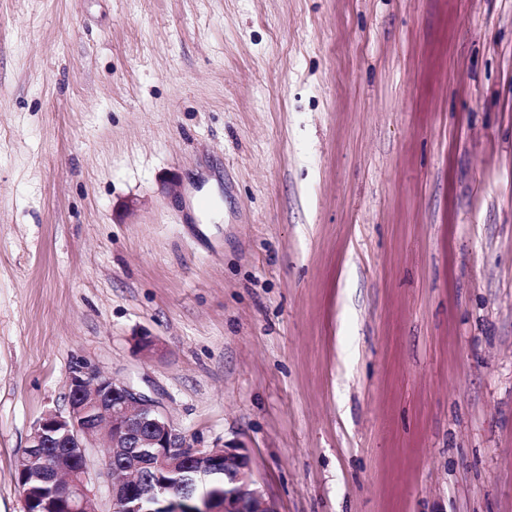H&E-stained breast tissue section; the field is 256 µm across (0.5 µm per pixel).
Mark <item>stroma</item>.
Returning <instances> with one entry per match:
<instances>
[{
    "label": "stroma",
    "mask_w": 512,
    "mask_h": 512,
    "mask_svg": "<svg viewBox=\"0 0 512 512\" xmlns=\"http://www.w3.org/2000/svg\"><path fill=\"white\" fill-rule=\"evenodd\" d=\"M81 363L279 512H512V0H0V512Z\"/></svg>",
    "instance_id": "obj_1"
}]
</instances>
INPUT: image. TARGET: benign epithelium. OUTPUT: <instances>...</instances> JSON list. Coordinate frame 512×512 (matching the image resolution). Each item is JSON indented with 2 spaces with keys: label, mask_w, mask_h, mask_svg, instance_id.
Masks as SVG:
<instances>
[{
  "label": "benign epithelium",
  "mask_w": 512,
  "mask_h": 512,
  "mask_svg": "<svg viewBox=\"0 0 512 512\" xmlns=\"http://www.w3.org/2000/svg\"><path fill=\"white\" fill-rule=\"evenodd\" d=\"M94 448H149L154 466L163 471L191 461L209 469L222 465L234 471V488L197 498L169 496L149 475L136 492L114 477L112 465L95 458ZM16 471L23 476L38 472L45 489L42 506L34 509L31 488L17 482L26 512H100L90 489L93 480L106 487L117 512H141L143 507L146 512H278L253 481L245 449L193 447L158 400L130 382L80 365L70 373L67 410L49 411L34 424Z\"/></svg>",
  "instance_id": "obj_1"
}]
</instances>
